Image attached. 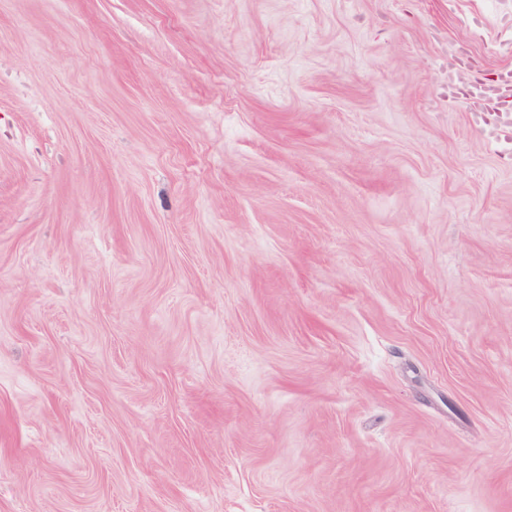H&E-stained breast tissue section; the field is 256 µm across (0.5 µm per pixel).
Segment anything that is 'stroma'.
<instances>
[{
	"instance_id": "stroma-1",
	"label": "stroma",
	"mask_w": 512,
	"mask_h": 512,
	"mask_svg": "<svg viewBox=\"0 0 512 512\" xmlns=\"http://www.w3.org/2000/svg\"><path fill=\"white\" fill-rule=\"evenodd\" d=\"M512 0H0V512H512ZM487 132V131H486ZM496 151L501 155L512 154V121L502 115L495 118V130L487 132Z\"/></svg>"
}]
</instances>
